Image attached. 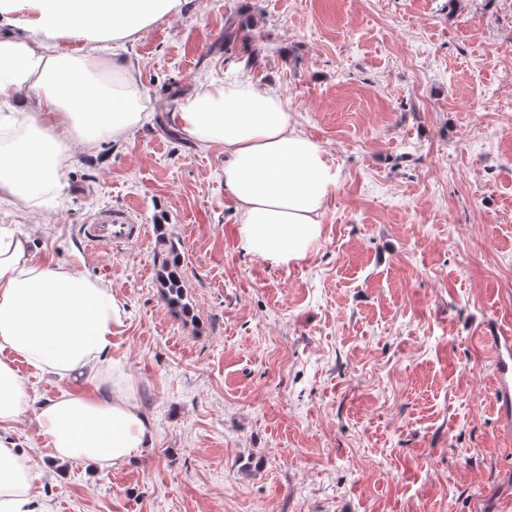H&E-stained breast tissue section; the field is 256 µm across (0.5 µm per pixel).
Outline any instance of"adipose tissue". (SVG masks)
<instances>
[{
  "label": "adipose tissue",
  "instance_id": "adipose-tissue-1",
  "mask_svg": "<svg viewBox=\"0 0 512 512\" xmlns=\"http://www.w3.org/2000/svg\"><path fill=\"white\" fill-rule=\"evenodd\" d=\"M32 11L29 32L9 31L19 2ZM184 0H0V201L39 210L61 188L70 146L94 152L149 122L150 99L122 52ZM176 128L200 148H224V188L240 216L244 252L277 265L303 259L321 232L338 174L324 149L297 130L286 101L245 81L202 82L180 96ZM123 311L111 283L75 267L47 265L29 241L0 232V429L24 415L60 461L99 467L133 458L151 439L132 395L65 390L30 397L12 363L69 377L103 370ZM40 472L18 443L0 436V512H46L33 491Z\"/></svg>",
  "mask_w": 512,
  "mask_h": 512
}]
</instances>
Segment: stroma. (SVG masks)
<instances>
[{
  "mask_svg": "<svg viewBox=\"0 0 512 512\" xmlns=\"http://www.w3.org/2000/svg\"><path fill=\"white\" fill-rule=\"evenodd\" d=\"M126 54L156 118L74 151L49 230L0 204L37 256L111 282L102 390L152 428L101 470L18 424L47 512H512L484 339L512 329V0H186ZM213 79L278 93L339 173L298 262L242 251L223 148L168 119ZM106 208L143 236L85 241ZM172 243L186 315L157 280ZM15 366L39 399L92 386Z\"/></svg>",
  "mask_w": 512,
  "mask_h": 512,
  "instance_id": "1",
  "label": "stroma"
}]
</instances>
